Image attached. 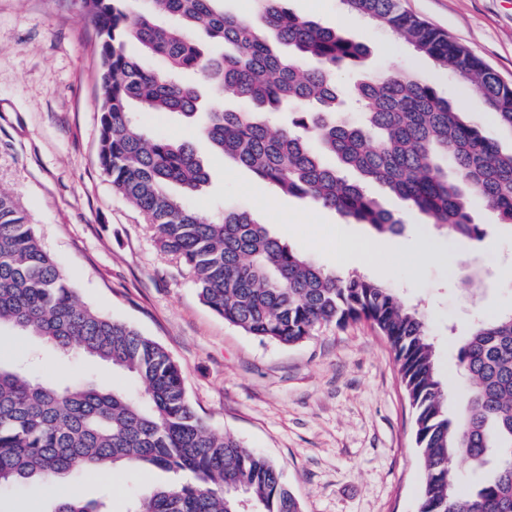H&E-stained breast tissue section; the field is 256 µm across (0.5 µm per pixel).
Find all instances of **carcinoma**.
Listing matches in <instances>:
<instances>
[{"instance_id": "obj_1", "label": "carcinoma", "mask_w": 512, "mask_h": 512, "mask_svg": "<svg viewBox=\"0 0 512 512\" xmlns=\"http://www.w3.org/2000/svg\"><path fill=\"white\" fill-rule=\"evenodd\" d=\"M127 2L80 0L101 60L97 160L112 190L193 274L202 301L246 334L290 346L324 324L372 322L394 352L413 408L424 462L419 512H512V313L478 322L460 346L470 387L463 414L448 417L435 346L416 309L384 284L325 271L247 212L221 209L203 219L191 200L209 183L207 167L192 145L146 133L133 109L201 119L213 153L381 234L400 233L402 220L367 193L369 183L452 238L479 236L475 201L512 224V151L414 73L371 69L365 44L291 12L287 0H253L249 21L224 11L223 0H146L139 10ZM340 3L470 82L484 110L512 129V87L471 50L399 0ZM276 42L294 54H278ZM343 69L356 78L341 87ZM185 71L243 109L199 111L195 87L178 78ZM348 101L361 109L357 122L345 118ZM347 170L360 179L347 180ZM3 325L62 353L76 347L129 374L137 390L63 384L46 369L32 376L0 365V493L90 470L155 467L185 479L153 488L125 512H302L271 461L197 414L161 344L77 300L26 211L0 192ZM490 453L496 468L462 496L452 461L482 462ZM48 512L106 510L96 500L60 498Z\"/></svg>"}]
</instances>
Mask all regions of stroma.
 Here are the masks:
<instances>
[{"mask_svg":"<svg viewBox=\"0 0 512 512\" xmlns=\"http://www.w3.org/2000/svg\"><path fill=\"white\" fill-rule=\"evenodd\" d=\"M404 10L471 49L512 85V0H401ZM364 42L372 67L413 70L456 101L502 150L512 130L484 112L469 83L456 79L386 28L352 15L344 25ZM100 59L79 0H0V191L27 211L42 246L58 260L81 302L161 343L178 362L188 398L218 432L270 458L303 512H418L424 468L413 413L386 338L365 320L328 325L307 341L267 343L228 324L199 297L193 275L163 253L140 214L97 163ZM148 133L194 143L211 183L193 198L200 216L217 202L243 208L269 232L339 275L358 273L397 291L426 319L436 342L448 414L460 416L468 380L458 349L477 321L512 312V224L475 207L480 238L453 241L379 185L370 191L404 217L398 235L376 236L311 200L275 188L256 194L255 175L211 153L180 115L143 120ZM378 237L366 263L339 262L343 235ZM59 381L129 389L130 377L31 336ZM158 469L85 473L88 499L124 512L130 497L164 484ZM56 491L38 483L0 495V512H49Z\"/></svg>","mask_w":512,"mask_h":512,"instance_id":"stroma-1","label":"stroma"}]
</instances>
